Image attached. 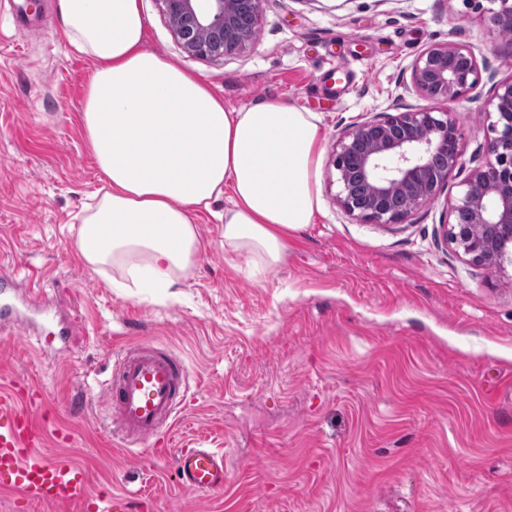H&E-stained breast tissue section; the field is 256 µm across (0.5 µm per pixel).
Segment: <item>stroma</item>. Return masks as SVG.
I'll list each match as a JSON object with an SVG mask.
<instances>
[{
	"mask_svg": "<svg viewBox=\"0 0 512 512\" xmlns=\"http://www.w3.org/2000/svg\"><path fill=\"white\" fill-rule=\"evenodd\" d=\"M147 50L200 75L229 106L283 101L322 115L324 155L381 112L458 113L461 166L400 224H362L321 181L325 208L289 233L282 264L252 269L199 213L200 251L179 300L121 294L79 259L76 215L102 183L81 107L91 60L71 51L57 0L0 43V264L43 269V292L76 328L64 353L0 328V383L36 380L48 453L90 474L127 512H512V266L468 262L440 226L493 133L479 98L408 92L429 46L475 47L512 77V41L465 0H265L257 43L187 56L160 0H141ZM182 359L189 401L158 443L123 447L102 392L120 349ZM68 435L58 442L57 433ZM181 448H220L222 490L186 489Z\"/></svg>",
	"mask_w": 512,
	"mask_h": 512,
	"instance_id": "obj_1",
	"label": "stroma"
}]
</instances>
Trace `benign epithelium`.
I'll return each mask as SVG.
<instances>
[{"label":"benign epithelium","mask_w":512,"mask_h":512,"mask_svg":"<svg viewBox=\"0 0 512 512\" xmlns=\"http://www.w3.org/2000/svg\"><path fill=\"white\" fill-rule=\"evenodd\" d=\"M173 34L189 57L221 60L256 41L263 0H161ZM498 35L512 33V0H487ZM490 84L483 112L495 137L485 164L471 170L451 205L443 235L474 264L500 265L512 245V79L499 80L476 49L448 41L413 62L409 90L460 101ZM463 125L453 112L408 108L354 123L336 137L332 165L336 204L365 224H400L429 206L459 166Z\"/></svg>","instance_id":"obj_1"}]
</instances>
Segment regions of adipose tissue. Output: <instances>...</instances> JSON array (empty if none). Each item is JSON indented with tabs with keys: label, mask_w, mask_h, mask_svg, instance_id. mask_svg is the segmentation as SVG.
I'll list each match as a JSON object with an SVG mask.
<instances>
[{
	"label": "adipose tissue",
	"mask_w": 512,
	"mask_h": 512,
	"mask_svg": "<svg viewBox=\"0 0 512 512\" xmlns=\"http://www.w3.org/2000/svg\"><path fill=\"white\" fill-rule=\"evenodd\" d=\"M72 50L94 61L81 120L101 188L75 229L112 287L175 288L200 250L196 216L225 207L224 247L270 270L324 209L322 118L282 101L229 108L176 61L145 51L139 0H57Z\"/></svg>",
	"instance_id": "obj_1"
}]
</instances>
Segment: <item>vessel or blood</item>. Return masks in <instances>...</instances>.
Returning <instances> with one entry per match:
<instances>
[{
  "instance_id": "1",
  "label": "vessel or blood",
  "mask_w": 512,
  "mask_h": 512,
  "mask_svg": "<svg viewBox=\"0 0 512 512\" xmlns=\"http://www.w3.org/2000/svg\"><path fill=\"white\" fill-rule=\"evenodd\" d=\"M14 269L0 267V327L25 336L21 309L38 311L56 328L43 336L46 347L63 346L73 332L70 323L56 322L44 294L34 288L19 291ZM104 393L112 431L125 444L148 441L167 432L182 410L188 389L185 364L154 346L122 350ZM41 392L28 382L0 388V488L23 500L57 506L77 505L80 512H126L124 498L91 493L90 478L80 465L45 452L47 429L38 416ZM184 487L208 493L224 486V453L216 448H184L175 457Z\"/></svg>"
}]
</instances>
